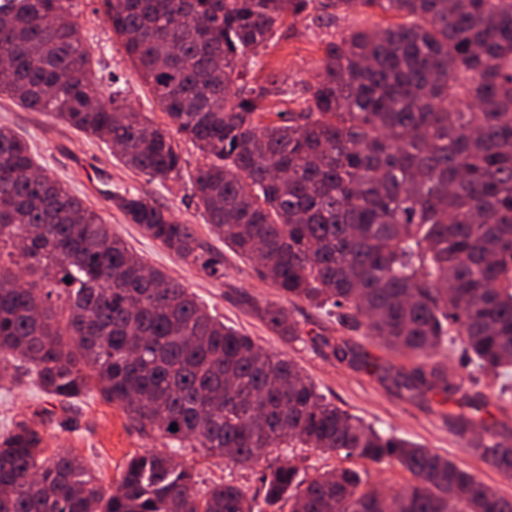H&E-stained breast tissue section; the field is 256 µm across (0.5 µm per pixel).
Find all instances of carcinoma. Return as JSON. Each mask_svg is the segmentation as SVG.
Masks as SVG:
<instances>
[{"instance_id":"obj_1","label":"carcinoma","mask_w":512,"mask_h":512,"mask_svg":"<svg viewBox=\"0 0 512 512\" xmlns=\"http://www.w3.org/2000/svg\"><path fill=\"white\" fill-rule=\"evenodd\" d=\"M76 2L0 0L11 68L0 94L97 138L151 182L176 180L183 158L168 129L91 81ZM104 2L168 124L204 157L192 191L224 246L257 261L292 307L334 316L408 365L306 331L282 304L244 303L284 342L328 347L411 399L468 401L455 418L471 452L511 474L512 443L480 413L489 397L448 379L440 355L454 342L473 369L512 374V0H334L375 21L330 36L311 97L274 120L266 91L231 87L311 0ZM37 170L0 127V365L62 401L95 388L174 449L131 457L108 491L19 423L0 441V512H512V497L453 460L327 401L296 362L224 325ZM118 206L219 274L193 225L148 193ZM182 448L222 456L260 487L202 488ZM290 448L354 465L310 474L282 459ZM357 461L402 470L405 488L386 492Z\"/></svg>"}]
</instances>
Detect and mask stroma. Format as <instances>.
Wrapping results in <instances>:
<instances>
[{"label":"stroma","mask_w":512,"mask_h":512,"mask_svg":"<svg viewBox=\"0 0 512 512\" xmlns=\"http://www.w3.org/2000/svg\"><path fill=\"white\" fill-rule=\"evenodd\" d=\"M102 11V0H78L79 36L97 59L100 75L118 77L128 104L156 122H165L149 87L123 51L114 46ZM371 22V17L357 10L335 14L331 0H312L301 17L286 19L274 39L260 49L261 63L249 67L248 86L265 90L267 111L291 110L295 102L307 98L322 65L323 43L329 34L345 36ZM0 125L22 137L36 163L94 209L148 265L178 280L225 324L239 328L264 349L297 362L327 400L376 429L395 432L452 459L501 495L512 496V478L502 476L469 451L460 427L453 418L440 414L434 402L399 395L377 376L335 358L329 349L312 344L288 345L244 304L247 294L269 302L279 301L280 296L276 288L257 276L252 263L226 250L223 241L210 232L204 211L190 191V178L203 159L184 136L176 138L185 159L183 177L163 186L126 168L99 140L5 97H0ZM133 188L148 193L180 223L194 225L199 237L213 251L223 254V277L210 276L184 263L129 223L117 205V197ZM22 420L39 430L48 453L64 450L77 455L108 489L119 479L131 456L165 452L171 447L168 439L132 421L98 391L64 403L37 388L23 372L1 373L0 434ZM182 456L203 484L230 481L251 491L258 485L252 472L226 467L223 458L208 455L203 449L186 448Z\"/></svg>","instance_id":"1"}]
</instances>
